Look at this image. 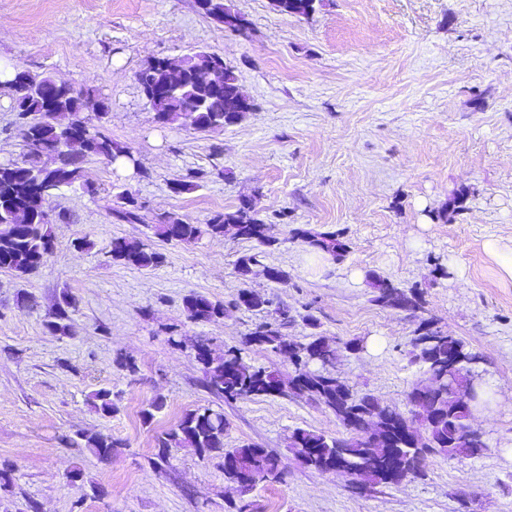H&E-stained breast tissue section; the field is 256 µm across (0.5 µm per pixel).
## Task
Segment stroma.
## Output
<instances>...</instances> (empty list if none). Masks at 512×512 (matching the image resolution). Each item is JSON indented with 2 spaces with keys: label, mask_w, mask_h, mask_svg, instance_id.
<instances>
[{
  "label": "stroma",
  "mask_w": 512,
  "mask_h": 512,
  "mask_svg": "<svg viewBox=\"0 0 512 512\" xmlns=\"http://www.w3.org/2000/svg\"><path fill=\"white\" fill-rule=\"evenodd\" d=\"M225 2L248 20L247 34L204 17L195 0H0V61L107 98V132L146 171L85 162L95 193L67 188L45 204L48 263L23 278L0 271V466L15 477L0 489V512H29L32 500L38 512H512V279L486 249H512V0H319L307 17L273 0ZM199 50L233 67L253 111L211 132L156 123L138 72ZM189 177L195 189L172 192ZM116 184L136 194L144 222L112 217ZM460 194L463 210L436 220ZM245 196L270 224L273 247L229 236L167 242L150 228L164 212L206 222ZM296 228L342 232L345 256L311 254ZM116 238L142 240L165 261L152 270L113 262ZM245 254L257 262L242 277ZM270 267L287 282L268 280ZM370 272L417 288L423 316L483 356L490 402L473 417L482 455L430 454L424 477L359 489L347 473L306 468L288 448L298 428L345 437L331 411L289 392L224 401L166 329L292 376L286 358L244 343L268 313L232 302L244 290L264 294L288 306L290 335L338 345L330 370L355 395L407 413L424 381L410 346L418 319L377 305ZM64 291L76 301L73 332L53 336L44 323ZM192 293L227 304L224 318L188 319ZM354 340L361 352L346 350ZM103 387L118 406L109 416L88 402ZM155 399L165 407L144 422ZM204 406L223 408L225 447L272 451L282 480L243 494L222 459L189 449L155 468L159 438ZM82 431L123 446L100 461L74 447ZM77 467L84 483L69 479Z\"/></svg>",
  "instance_id": "obj_1"
}]
</instances>
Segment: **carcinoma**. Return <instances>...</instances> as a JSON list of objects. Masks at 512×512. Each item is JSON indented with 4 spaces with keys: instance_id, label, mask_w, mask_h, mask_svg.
Masks as SVG:
<instances>
[{
    "instance_id": "obj_1",
    "label": "carcinoma",
    "mask_w": 512,
    "mask_h": 512,
    "mask_svg": "<svg viewBox=\"0 0 512 512\" xmlns=\"http://www.w3.org/2000/svg\"><path fill=\"white\" fill-rule=\"evenodd\" d=\"M275 8L284 14L307 16L315 9V0H274ZM199 12L242 35L247 28L236 27L230 20L237 16L224 0H196ZM215 54L198 51L178 59H156L144 66L137 74L143 94H148L152 85L166 81L176 82V88L168 96L151 104L154 120L159 124L177 123L198 132L222 129L245 117L241 108L246 106L236 74H214L218 88L202 86L197 75L211 66ZM0 96L11 101L16 113V124L22 132L23 150L20 158L0 163V270L9 271L19 277L30 275L47 264L53 253V236L43 200L27 190L30 176H48L63 188L85 185L83 163L94 159L104 164L124 161L139 168L140 163L132 151L112 140L105 123L109 106L106 100L94 93L84 83L70 88L61 86L50 76L32 75L13 70V76L0 80ZM83 121L87 124L89 146L80 155L70 152L66 136L68 127ZM116 206L111 215L118 221L141 223L143 206L135 194L124 188L115 194ZM245 239L255 240L267 247L277 243L271 234L270 225L256 217L252 199L244 198L233 210L213 215L203 224H193L177 213H167L151 225L154 234L170 242L192 243L203 237L222 238L228 229ZM294 233L317 252L338 259L346 252V245L335 231L314 232L296 229ZM112 260L140 269H154L164 262V255L141 241L117 238L112 240ZM367 278L375 290L374 301L382 307L398 308L397 298L406 300L405 309H421L417 293L397 288L386 279L370 272ZM267 298L257 292L239 294L236 306L247 310H262ZM75 301L64 291L57 308L45 321L44 328L53 336L72 334L71 313ZM184 307L188 318L195 322H216L224 318V304L208 297L192 293L185 298ZM288 324V310L277 309L272 320L263 322L250 332L246 343L256 345L274 353L289 355L293 352L302 357L311 350L313 354L329 363L336 357L321 336L308 342L296 340L284 332ZM169 341L180 349L196 348L197 363L204 374V385L213 394L224 400L237 401L256 399L283 392L282 380L274 369L256 367L241 359L240 350H227L222 357H204L208 346L205 339H190L186 336H170ZM412 354L421 363L427 376L429 398L419 399L418 389L408 393L414 406H426L431 413L417 412V421L426 428V442H416L409 447L399 445L397 434H392L393 443L380 448L379 454L370 455L365 449L366 429L362 425H344L348 437H327L308 429H297L289 437L288 448L295 457L305 454L308 448H318L321 454L311 456L305 466L321 471L327 459L336 465L356 473L368 484H396L401 479L421 472L426 453L444 456H477L486 450V443L478 438H467L464 429L477 407L487 403L484 392L477 391L470 406L459 402L458 394L475 389L470 366L463 364L448 374L439 365L448 361V349L456 347L467 360H478L459 339L444 332L426 344L410 341ZM307 399L338 411L336 386L324 382L316 375L308 377ZM93 407L105 415L118 411L112 399V390L100 388L91 394ZM226 422L224 412L212 407H200L185 413L166 436L159 439V453L152 464L159 468L169 464V449L190 448L201 457L225 458L232 456L241 467L260 481L280 478L279 459L267 449L257 445H243L224 449ZM83 447L100 460L112 459V454L122 447V442L101 433H82Z\"/></svg>"
}]
</instances>
